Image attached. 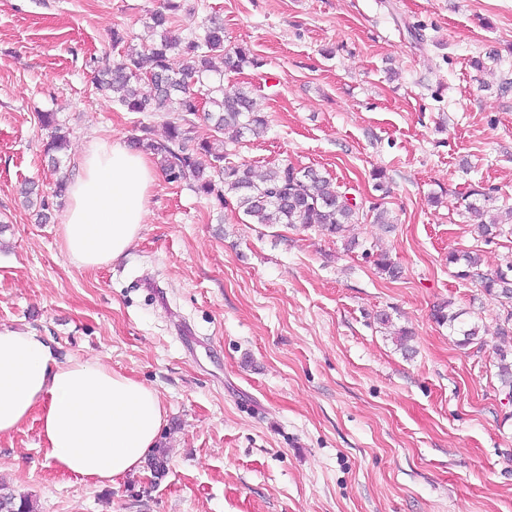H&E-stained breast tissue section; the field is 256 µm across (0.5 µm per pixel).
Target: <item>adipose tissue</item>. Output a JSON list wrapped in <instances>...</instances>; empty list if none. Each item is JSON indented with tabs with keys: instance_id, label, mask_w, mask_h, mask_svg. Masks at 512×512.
Instances as JSON below:
<instances>
[{
	"instance_id": "obj_1",
	"label": "adipose tissue",
	"mask_w": 512,
	"mask_h": 512,
	"mask_svg": "<svg viewBox=\"0 0 512 512\" xmlns=\"http://www.w3.org/2000/svg\"><path fill=\"white\" fill-rule=\"evenodd\" d=\"M156 182L152 157L121 141L85 149L59 226L69 263L95 269L126 256L141 237ZM34 415L48 465L97 486L139 471L166 423L151 386L98 362L60 360L38 331L0 329V438Z\"/></svg>"
}]
</instances>
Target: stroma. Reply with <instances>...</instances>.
Instances as JSON below:
<instances>
[{"label":"stroma","mask_w":512,"mask_h":512,"mask_svg":"<svg viewBox=\"0 0 512 512\" xmlns=\"http://www.w3.org/2000/svg\"><path fill=\"white\" fill-rule=\"evenodd\" d=\"M162 3L0 0V326L153 386L167 411L164 473L80 482L45 463L33 417L0 439V480L37 512H512V401L493 367L512 347L506 311L448 263L475 249L485 274L512 261V235L484 241L462 201L480 183L512 207V0H181L177 33L219 15L226 47L259 61L224 73L268 121L230 160L318 168L392 221L341 239L246 224L161 178L129 255L78 268L58 246V176L95 140L144 124L160 140L183 118L127 111L93 84V58L119 55L113 31L144 36ZM42 112L69 133L56 170ZM28 180L47 223L19 194ZM449 301L483 326L482 349L433 320Z\"/></svg>","instance_id":"stroma-1"}]
</instances>
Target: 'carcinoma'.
Listing matches in <instances>:
<instances>
[{"instance_id":"1","label":"carcinoma","mask_w":512,"mask_h":512,"mask_svg":"<svg viewBox=\"0 0 512 512\" xmlns=\"http://www.w3.org/2000/svg\"><path fill=\"white\" fill-rule=\"evenodd\" d=\"M176 0H165L164 9L151 14L147 28L159 36L144 49L125 48L119 61L105 60L98 67L95 87L98 92L118 102L130 112H183L204 113L213 123L214 131L223 135L212 141H198L193 136L192 124L167 122V135L163 140L151 137V128H141L142 136L133 145L158 158L165 177L170 182L185 183L195 193L214 198L225 204L233 199L247 221L252 224H301L320 226L330 234L343 236L346 225L359 220L363 206L348 196V192L333 182L322 171L281 163L269 167L257 176L246 164L228 160L224 140L237 143L249 135L263 136L267 123L255 112L253 91L245 88L224 87V74L214 59H224V67L240 69L256 66L258 62L244 47L228 49L224 46V23L217 18L209 20L203 35L183 38L169 29L171 13L177 11ZM181 52L182 64L174 68L169 63L173 51ZM41 124L51 129L46 155L49 162L60 163L58 153L68 145L67 131L57 122L54 113L40 114ZM468 196L475 201L466 203L472 214L484 221L478 224L482 236L493 239L512 233V224L498 219L495 189L477 187ZM363 254L373 258L378 271L391 279L401 276V268L386 253ZM448 262L456 264L459 278L480 279L482 288L491 298L509 307L498 335L512 334V262L493 273L479 272L480 254L469 251L452 254ZM439 324L448 326L460 336L461 347H483L481 326L475 321L462 319L463 312L451 310V304H442L432 313ZM497 378L501 391L512 398V358L509 352L498 350ZM0 512H35L26 496L16 495L9 486L0 483Z\"/></svg>"}]
</instances>
